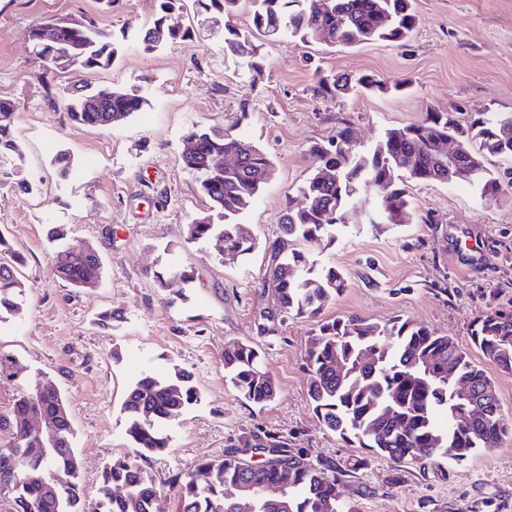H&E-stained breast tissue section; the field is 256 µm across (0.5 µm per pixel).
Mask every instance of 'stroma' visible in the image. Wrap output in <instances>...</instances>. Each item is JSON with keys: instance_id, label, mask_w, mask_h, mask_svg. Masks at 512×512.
Returning a JSON list of instances; mask_svg holds the SVG:
<instances>
[{"instance_id": "obj_1", "label": "stroma", "mask_w": 512, "mask_h": 512, "mask_svg": "<svg viewBox=\"0 0 512 512\" xmlns=\"http://www.w3.org/2000/svg\"><path fill=\"white\" fill-rule=\"evenodd\" d=\"M413 6L418 23L402 46L264 40L267 66L257 81L225 57L215 33L193 47L150 55L126 50L91 81L141 82L148 104L103 130L68 119L61 106L66 80L49 90L38 81L42 62L26 31L55 16L91 17L112 32L149 18L153 0H123L111 12L97 0H0V99L19 107L13 136L23 154L20 164L4 167L11 183L0 187V232L25 255L27 285L22 314L0 323V350L23 366L17 377L0 380V413L37 380H53L69 403L86 507L99 497L103 464L130 446L120 413L127 386L142 372L178 363L193 372L201 402L172 428L165 455L145 464L161 487L155 512L179 510L172 474L201 457L250 459L246 441L269 434L310 461L336 462L345 473L343 495L358 512H512V373L471 342L476 318L512 314V192L485 203L469 187L413 182L407 190L414 223L376 227L354 220L335 244L307 250L349 280L323 317L400 318L465 349L495 383L510 428L498 448L422 471L342 440L308 397L304 353L312 322L261 318L275 309L263 286L269 247L287 203H303L297 189L313 170V143L346 126L370 147L387 129L429 112H453L463 122L481 110L512 112V0H414ZM318 68L373 74L403 87L324 99L312 90ZM195 126L233 127L275 162L271 181L241 217L258 245L234 261L186 241L188 220L209 206L180 166L182 136ZM63 153L72 162L65 178L55 164ZM23 179L32 193L14 190ZM50 224L67 227L70 248L89 244L98 251L104 262L98 287L81 290L56 279ZM168 265L196 273L186 300L174 305L150 275ZM106 310L121 319L103 328L96 318ZM235 341L257 345L276 380V398L265 407L246 402L224 378V348Z\"/></svg>"}]
</instances>
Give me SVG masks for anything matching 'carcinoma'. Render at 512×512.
I'll return each mask as SVG.
<instances>
[{
    "label": "carcinoma",
    "mask_w": 512,
    "mask_h": 512,
    "mask_svg": "<svg viewBox=\"0 0 512 512\" xmlns=\"http://www.w3.org/2000/svg\"><path fill=\"white\" fill-rule=\"evenodd\" d=\"M186 0H155L145 23H130L115 35L92 20L61 24L56 40L45 43L37 31L28 32L32 53L43 62L40 79L52 88L53 59L71 58L83 78L107 70L126 49L149 55L167 45L196 41L194 27L180 21ZM197 14L221 24L224 55L240 61L253 78L264 75L263 44L258 36L288 37L302 43L356 47L371 41L405 44L417 25L413 0H326L313 10L310 0H249L250 22L237 24L242 0H193ZM375 75L358 78L315 71L314 92L335 98L354 90L388 93L400 90ZM82 93L64 104L70 121L108 128L143 110L147 99L141 86L109 87L83 84ZM19 107L0 101V164L22 159L12 130ZM460 142L456 175L448 177L435 153L437 143ZM188 144L182 169L208 198L206 212L187 224V242L214 243L219 255H247L256 241L240 218L274 174V163L257 143L231 129L193 127L184 134ZM224 154L242 156L233 168L213 169L211 159ZM314 173L298 188L303 205H288L281 218L283 237L270 246L264 286L271 289L276 311L295 319H313L304 364L310 375L308 395L325 426L343 439L398 464L426 469L441 461L462 462L477 450L498 446L508 428L493 380L449 336L439 335L408 320L378 324L366 318L323 319L325 304L349 287L334 266H319L290 243L331 245L340 227L358 209L362 196L373 195L368 224H410L415 211L407 183L466 184L479 197L493 201L512 188L488 168L490 157L512 158V113L478 112L467 126L450 112H429L413 124L387 130L368 150L354 143L348 128L325 143L309 148ZM324 169L338 177L325 179ZM24 258L0 234V321L19 313L26 284L19 278ZM55 276L74 288H94L103 276L96 249L60 250L53 258ZM168 292L171 305L187 298L195 282L191 268H166L153 273ZM472 340L502 371L512 372V314L492 313L477 321ZM23 370L18 360L0 352V376ZM224 375L248 402L264 407L277 395V385L251 344L233 342L224 348ZM472 389L462 401L456 387ZM200 396L194 376L175 364L165 374L148 372L128 386L121 406L130 452L112 458L100 474V498L94 512H154L159 488L142 461L164 454L170 429ZM50 425L36 433L31 423ZM0 495L11 496L13 512H85L80 481L81 459L74 448L75 431L65 396L42 379L21 395L7 416L0 415ZM249 448L266 450L261 466L245 467L228 454L200 458L170 480L180 497L181 512H242L241 487L278 484L283 494L272 502L254 500L251 512H356L341 496L343 470L329 461L312 463L287 448L275 435Z\"/></svg>",
    "instance_id": "obj_1"
}]
</instances>
